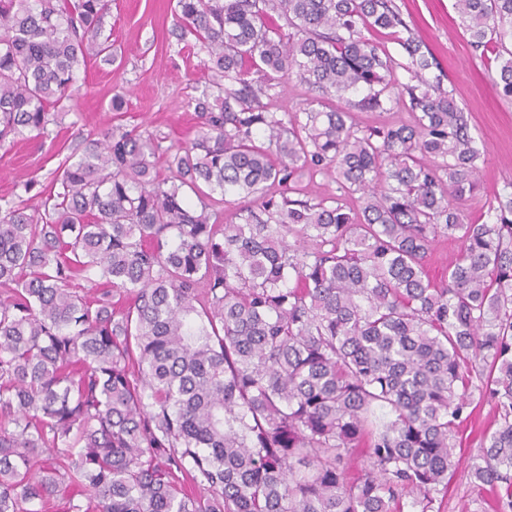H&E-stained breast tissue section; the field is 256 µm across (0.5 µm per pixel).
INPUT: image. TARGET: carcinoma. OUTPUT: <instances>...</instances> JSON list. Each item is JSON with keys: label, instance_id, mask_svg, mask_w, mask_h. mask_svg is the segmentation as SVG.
I'll return each mask as SVG.
<instances>
[{"label": "carcinoma", "instance_id": "cac0c4a2", "mask_svg": "<svg viewBox=\"0 0 512 512\" xmlns=\"http://www.w3.org/2000/svg\"><path fill=\"white\" fill-rule=\"evenodd\" d=\"M177 6L213 93L191 101L198 138L166 149L173 176L161 142L107 132L59 167L43 216L0 208V512H437L475 392L497 419L470 477L512 512V183L494 221H464L481 152L421 42L392 0ZM455 9L512 96L495 50L512 0ZM108 10L0 0V148L112 62ZM365 29L409 57L412 123L260 102L294 74L385 109L398 63ZM318 174L357 208L293 198ZM216 193L249 200L239 222L218 223ZM440 236L460 254L438 286ZM459 243L452 238L440 237L432 245L426 257V265L431 278L440 282L459 255Z\"/></svg>", "mask_w": 512, "mask_h": 512}]
</instances>
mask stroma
Wrapping results in <instances>:
<instances>
[{
  "instance_id": "obj_1",
  "label": "stroma",
  "mask_w": 512,
  "mask_h": 512,
  "mask_svg": "<svg viewBox=\"0 0 512 512\" xmlns=\"http://www.w3.org/2000/svg\"><path fill=\"white\" fill-rule=\"evenodd\" d=\"M401 16L416 31L456 103L467 112L471 134L483 163L476 193L469 198L467 220H489L494 196L512 182V97L495 83L494 60L474 52L460 23L454 0H393ZM176 0H111L104 30L110 33L115 60L106 65L88 63L78 73L80 96L55 108L45 139L25 137L12 148L0 149V205L10 203L27 213L41 214L57 167L67 157L80 155L86 138L116 129H136L143 137L166 143L192 141L199 133L189 102L202 96L208 81L202 75L207 52L200 44L178 41L172 30ZM123 96L122 115L110 102ZM312 96L296 76L283 78L260 100L271 111H302ZM32 190H24V183ZM494 406L479 401L460 427L455 456L459 468L442 498L441 512H491L489 489L475 487L468 470L483 433L492 426Z\"/></svg>"
}]
</instances>
